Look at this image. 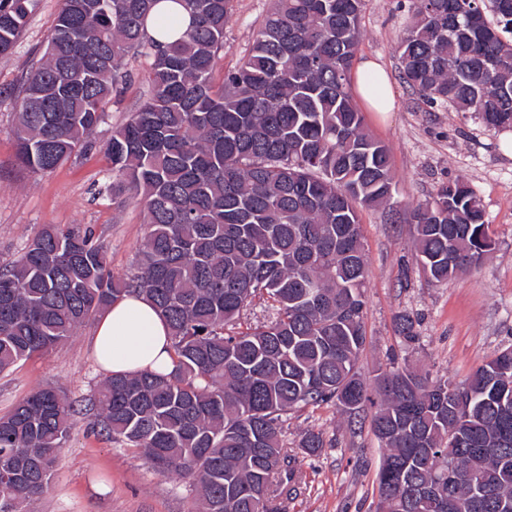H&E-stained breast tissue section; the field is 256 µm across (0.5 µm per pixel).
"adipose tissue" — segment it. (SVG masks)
<instances>
[{"mask_svg": "<svg viewBox=\"0 0 512 512\" xmlns=\"http://www.w3.org/2000/svg\"><path fill=\"white\" fill-rule=\"evenodd\" d=\"M92 352L108 375L167 374L174 368L167 325L152 303L138 294L126 296L102 315Z\"/></svg>", "mask_w": 512, "mask_h": 512, "instance_id": "obj_1", "label": "adipose tissue"}]
</instances>
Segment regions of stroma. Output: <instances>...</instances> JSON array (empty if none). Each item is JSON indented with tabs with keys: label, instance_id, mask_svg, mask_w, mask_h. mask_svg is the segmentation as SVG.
I'll list each match as a JSON object with an SVG mask.
<instances>
[{
	"label": "stroma",
	"instance_id": "stroma-1",
	"mask_svg": "<svg viewBox=\"0 0 512 512\" xmlns=\"http://www.w3.org/2000/svg\"><path fill=\"white\" fill-rule=\"evenodd\" d=\"M60 4L40 0L13 52L0 56V265L17 258L43 225L82 224L103 241L113 272L128 274L137 265L146 214L118 196L92 197L90 189L112 180L103 146L149 94L144 58L127 57L129 78L96 128L92 150L47 173L31 172L16 158L19 93L41 60ZM268 6L269 0H235L219 69L235 66L245 54ZM412 11V0H365L357 58L380 63L394 107L374 112L362 99L357 105L367 131L390 148L394 207L405 209L440 184L463 180L482 200L495 248L479 268L433 284L413 251L414 225L391 224L381 212L363 211L360 228L370 276L367 343L359 369L370 378L405 363L432 379L461 383L512 346V128L494 132L477 113L430 106L403 82L396 45ZM401 313L415 322L413 341L395 328ZM95 328V321H88L63 345L0 374V416L46 386L61 390L80 408L37 512H191L188 481L157 475L142 457L93 429L85 406L104 379L92 354ZM309 430L321 432L326 446L319 455L299 457V478L286 512H376V473L384 450L369 424L351 422L333 406L306 408L284 419L289 447H297Z\"/></svg>",
	"mask_w": 512,
	"mask_h": 512
}]
</instances>
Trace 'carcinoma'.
<instances>
[{"mask_svg": "<svg viewBox=\"0 0 512 512\" xmlns=\"http://www.w3.org/2000/svg\"><path fill=\"white\" fill-rule=\"evenodd\" d=\"M191 25L146 34L161 0H62L16 113L19 161L55 169L91 137L146 60L148 97L104 151L147 214L137 272L115 274L90 225L47 224L0 268V372L75 335L139 293L166 320L174 370L106 377L96 424L161 476L191 481L194 512H282L297 454L283 416L371 406L384 454L377 512H512V347L458 385L406 366L370 394L369 277L360 211L391 208L389 148L366 130L352 90L365 0H273L239 65L214 73L234 0H182ZM38 0H0V55L15 48ZM398 41L403 79L432 105L512 127V0H414ZM414 250L432 283L490 253L482 202L453 180L412 207ZM262 305L273 316L251 320ZM75 401L47 387L0 417V512H31L49 488ZM325 447L310 430L298 444ZM455 480L446 506L424 489Z\"/></svg>", "mask_w": 512, "mask_h": 512, "instance_id": "1", "label": "carcinoma"}]
</instances>
